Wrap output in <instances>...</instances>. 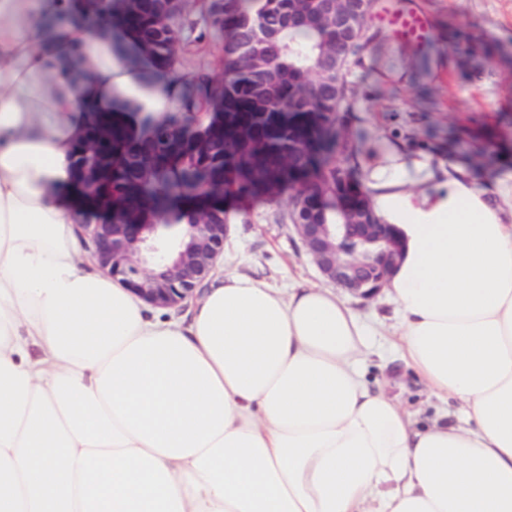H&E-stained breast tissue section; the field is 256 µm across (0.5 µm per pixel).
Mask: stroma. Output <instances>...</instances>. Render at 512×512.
Listing matches in <instances>:
<instances>
[{
	"instance_id": "stroma-1",
	"label": "stroma",
	"mask_w": 512,
	"mask_h": 512,
	"mask_svg": "<svg viewBox=\"0 0 512 512\" xmlns=\"http://www.w3.org/2000/svg\"><path fill=\"white\" fill-rule=\"evenodd\" d=\"M433 35L427 47H402L398 67H381L373 53L392 34L372 7L366 23L368 45L350 60L349 98L338 123L364 148L376 141L399 145L409 156L458 165L488 196L512 178V0H419ZM204 0H186L176 59L186 77L206 73L221 78L224 41L202 18ZM290 195L275 201L242 202L241 220L232 222L224 242L220 272H235L289 288L324 285L289 220ZM348 303L377 334L362 373L427 426L453 415L455 402L428 397L390 346L396 305L387 292Z\"/></svg>"
}]
</instances>
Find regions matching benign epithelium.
Here are the masks:
<instances>
[{"instance_id":"7a95c632","label":"benign epithelium","mask_w":512,"mask_h":512,"mask_svg":"<svg viewBox=\"0 0 512 512\" xmlns=\"http://www.w3.org/2000/svg\"><path fill=\"white\" fill-rule=\"evenodd\" d=\"M371 0H329L324 15L343 42L363 39ZM348 58L341 52L324 64L327 86L347 85ZM112 142V128L100 127L88 136L76 156L77 183L82 203L110 212L112 207L96 192L112 173L117 160L103 156ZM359 207L353 224H294L304 249L319 273L329 282L354 296L367 299L377 294L397 267L402 243L396 229L375 215L365 192L358 195ZM101 267L127 283L148 303L183 309L195 299L224 255L227 224H185L191 243L178 250L158 234L159 225L146 224L137 214L123 224L103 218L82 225Z\"/></svg>"}]
</instances>
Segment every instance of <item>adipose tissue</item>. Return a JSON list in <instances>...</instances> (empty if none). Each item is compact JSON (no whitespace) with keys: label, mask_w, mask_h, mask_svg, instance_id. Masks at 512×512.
<instances>
[{"label":"adipose tissue","mask_w":512,"mask_h":512,"mask_svg":"<svg viewBox=\"0 0 512 512\" xmlns=\"http://www.w3.org/2000/svg\"><path fill=\"white\" fill-rule=\"evenodd\" d=\"M125 42L84 0H0V512H512V186L394 145L370 167L401 359L461 408L414 426L333 291L227 273L162 317L99 268L74 148L91 114L173 111L182 77Z\"/></svg>","instance_id":"1"}]
</instances>
